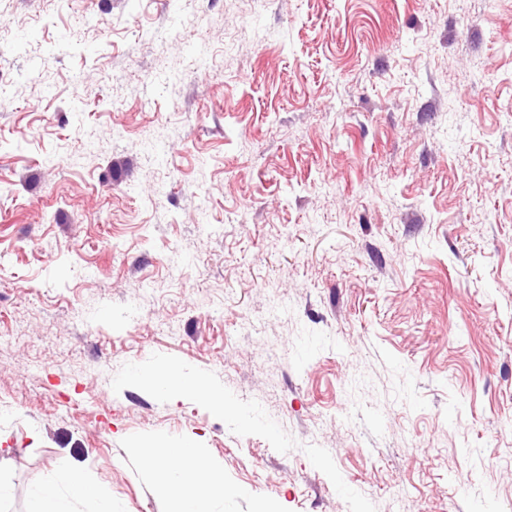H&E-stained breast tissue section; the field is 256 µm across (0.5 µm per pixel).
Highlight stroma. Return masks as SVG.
Masks as SVG:
<instances>
[{
  "mask_svg": "<svg viewBox=\"0 0 512 512\" xmlns=\"http://www.w3.org/2000/svg\"><path fill=\"white\" fill-rule=\"evenodd\" d=\"M0 512H512V0H0ZM205 374L227 413L135 370ZM139 452L148 460L154 482L167 492L168 512H214V505L230 494L224 478L209 470L192 441L177 447L139 448ZM171 457L180 459L179 467L168 465ZM96 493L84 472L63 463L56 472L54 482L37 485L31 490L33 512H73L68 510L74 501L95 498Z\"/></svg>",
  "mask_w": 512,
  "mask_h": 512,
  "instance_id": "1",
  "label": "stroma"
}]
</instances>
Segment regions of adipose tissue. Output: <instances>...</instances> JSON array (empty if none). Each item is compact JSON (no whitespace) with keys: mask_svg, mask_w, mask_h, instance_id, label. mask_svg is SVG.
Instances as JSON below:
<instances>
[{"mask_svg":"<svg viewBox=\"0 0 512 512\" xmlns=\"http://www.w3.org/2000/svg\"><path fill=\"white\" fill-rule=\"evenodd\" d=\"M135 381L150 388L159 397L177 400L192 395L207 403L213 411L223 412L224 396L200 374L189 375L172 369L160 374L146 369L135 372ZM152 469L155 483L168 496L169 512H214V506L228 496L223 477L212 473L198 457L193 442L180 446H153L142 451ZM96 498L84 472L62 464L54 482L33 487V512H69L72 502ZM96 512H112V503L96 498Z\"/></svg>","mask_w":512,"mask_h":512,"instance_id":"ef3b65f1","label":"adipose tissue"}]
</instances>
